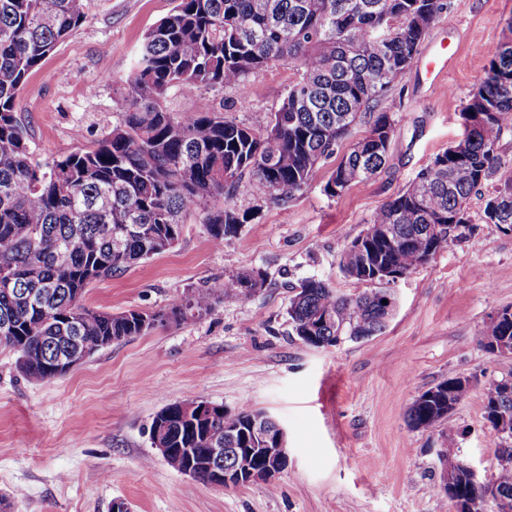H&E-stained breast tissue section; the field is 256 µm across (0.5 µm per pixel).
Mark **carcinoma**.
Here are the masks:
<instances>
[{"mask_svg": "<svg viewBox=\"0 0 512 512\" xmlns=\"http://www.w3.org/2000/svg\"><path fill=\"white\" fill-rule=\"evenodd\" d=\"M446 9V0H176V6L144 37L122 81L120 121L93 147L44 163L34 161L28 132L17 115L18 92L42 59L84 18L82 0H0V347L18 354L20 372L32 382L60 376L53 360L81 346L93 354L105 340L144 334L138 311L110 313L82 300L94 281L173 248L190 212L203 214L211 241L224 245L246 223L236 208L240 194L264 193L286 203L309 183L321 162L333 157L351 126L370 113L395 80L414 63L421 43ZM488 70L464 107L459 143L436 155L389 198L370 221L374 230L360 250H343L345 276L383 283L375 273L411 274L448 242L473 231L466 202L498 170V142L512 125V47L489 50ZM287 64L298 73L278 109L253 124L224 117L209 100L175 115L172 91L241 85L257 70ZM393 128L379 112L368 134L342 155L325 185L335 197L372 179L387 164V141L374 134ZM488 224H512V183L489 196ZM394 227L393 240L382 225ZM129 225L121 249L112 236ZM82 245L68 264L55 253L73 235ZM255 271H243L217 288L188 298L191 309H211L216 293L247 298L265 287ZM378 287L340 295L315 279L294 288L288 308L296 336L316 348L360 340L386 323ZM512 344V320L491 322L478 343ZM512 372L487 380L482 410L497 453L490 481L475 485L457 448H445L448 484L477 502L476 512H501L512 503V433L499 417L512 418L502 398ZM470 380L448 378L424 391L407 411L410 426L427 430L448 420V403L467 395ZM175 403L164 447L170 467L182 473V448L203 454L217 440L226 448H251L248 422L262 414L244 408L189 421Z\"/></svg>", "mask_w": 512, "mask_h": 512, "instance_id": "1", "label": "carcinoma"}]
</instances>
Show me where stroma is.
Returning <instances> with one entry per match:
<instances>
[{"mask_svg": "<svg viewBox=\"0 0 512 512\" xmlns=\"http://www.w3.org/2000/svg\"><path fill=\"white\" fill-rule=\"evenodd\" d=\"M414 65L378 109L394 120L388 164L337 197L324 187L328 159L286 204L237 196L249 220L213 246L200 215L179 243L121 274L94 281L86 306L118 313L166 312L197 289L242 271L265 288L222 296L212 308L168 320L95 353L64 376L37 384L0 348V512H454L437 493V451L457 448L487 479L497 467L481 408L485 381L512 370L477 342L490 315L512 308V232L485 223V200L512 176V127L500 138L502 164L473 194L474 229L387 287L395 310L383 331L362 341L315 348L288 322L290 288L305 279L340 294L369 286L340 269L344 246L383 203L461 138V116L489 59L480 52L512 36V0H447ZM85 19L30 74L17 110L30 150L45 162L87 148L120 119L119 88L147 31L175 0H83ZM453 50L443 85L431 86L436 51ZM296 72L257 71L240 85L204 87L199 97L250 125L275 111ZM472 385L447 423H407L413 399L440 381ZM197 397L229 410L267 412L286 435L288 466L271 484L219 488L171 468L150 440L154 417Z\"/></svg>", "mask_w": 512, "mask_h": 512, "instance_id": "obj_1", "label": "stroma"}]
</instances>
